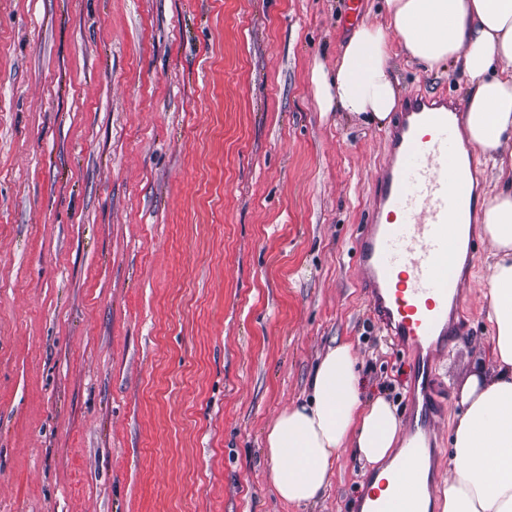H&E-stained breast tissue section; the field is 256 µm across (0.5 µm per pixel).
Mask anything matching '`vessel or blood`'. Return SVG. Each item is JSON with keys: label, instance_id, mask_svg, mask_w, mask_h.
<instances>
[{"label": "vessel or blood", "instance_id": "obj_1", "mask_svg": "<svg viewBox=\"0 0 512 512\" xmlns=\"http://www.w3.org/2000/svg\"><path fill=\"white\" fill-rule=\"evenodd\" d=\"M461 108L445 97L412 96L389 135L390 161L374 184L375 203L355 239L354 259L370 301L401 350L433 354L451 346L461 307V250H474L470 224L480 197L456 132ZM422 420L398 470L366 486L370 512H424L433 493Z\"/></svg>", "mask_w": 512, "mask_h": 512}]
</instances>
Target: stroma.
Here are the masks:
<instances>
[{"mask_svg":"<svg viewBox=\"0 0 512 512\" xmlns=\"http://www.w3.org/2000/svg\"><path fill=\"white\" fill-rule=\"evenodd\" d=\"M347 0H0V512H360L339 454L281 500L263 438L334 342L402 424L489 348V248L428 398L353 259L383 121L324 112ZM405 95L468 84L392 45Z\"/></svg>","mask_w":512,"mask_h":512,"instance_id":"1","label":"stroma"}]
</instances>
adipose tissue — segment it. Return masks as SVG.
<instances>
[{
  "label": "adipose tissue",
  "instance_id": "obj_1",
  "mask_svg": "<svg viewBox=\"0 0 512 512\" xmlns=\"http://www.w3.org/2000/svg\"><path fill=\"white\" fill-rule=\"evenodd\" d=\"M387 26L365 24L343 46L335 74L314 71L322 111L382 121L397 108L399 81L390 64L389 35L412 59L453 63L470 83L460 137L498 177L479 220L490 244V347L462 384L450 420V480L442 512H512V0H385ZM401 422L384 397L367 398L349 343L330 346L303 399L268 429L265 456L273 489L286 503L308 505L324 493L341 450L363 466L390 472L399 455Z\"/></svg>",
  "mask_w": 512,
  "mask_h": 512
}]
</instances>
